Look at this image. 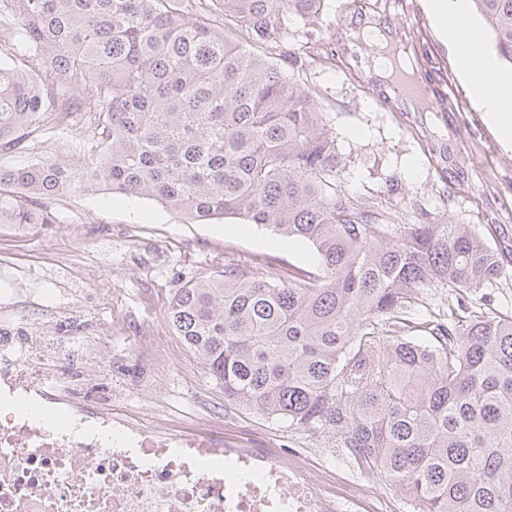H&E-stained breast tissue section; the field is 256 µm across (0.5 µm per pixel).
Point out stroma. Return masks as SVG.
I'll return each instance as SVG.
<instances>
[{
	"label": "stroma",
	"instance_id": "35a3bbf8",
	"mask_svg": "<svg viewBox=\"0 0 512 512\" xmlns=\"http://www.w3.org/2000/svg\"><path fill=\"white\" fill-rule=\"evenodd\" d=\"M425 0H324L307 29L314 47L297 77L312 90L347 160L345 186L358 199L412 223L417 215L451 216L485 240L512 244V151L504 150L471 97L455 52L444 45ZM386 25L431 79L427 111L388 101L368 77L363 44L351 36L364 21ZM398 190H390V179ZM58 221L41 234L0 225V261L31 275L0 304L32 334L64 329L80 338L102 324L112 332L100 352L75 346L70 365L85 368L83 387L102 389L140 407L159 423L195 419L228 448H277L330 476L337 489L372 485L365 512H411L406 499L360 473L327 438H309L225 401L224 392L167 326L178 288L190 280L264 262L315 269L314 248L238 219L192 224L155 200L73 187L54 202ZM469 316L512 315V275L465 296L454 308Z\"/></svg>",
	"mask_w": 512,
	"mask_h": 512
}]
</instances>
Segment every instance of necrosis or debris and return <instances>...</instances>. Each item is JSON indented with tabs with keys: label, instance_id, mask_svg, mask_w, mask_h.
Returning a JSON list of instances; mask_svg holds the SVG:
<instances>
[{
	"label": "necrosis or debris",
	"instance_id": "necrosis-or-debris-1",
	"mask_svg": "<svg viewBox=\"0 0 512 512\" xmlns=\"http://www.w3.org/2000/svg\"><path fill=\"white\" fill-rule=\"evenodd\" d=\"M61 357L0 317V512H336L322 470L68 393Z\"/></svg>",
	"mask_w": 512,
	"mask_h": 512
}]
</instances>
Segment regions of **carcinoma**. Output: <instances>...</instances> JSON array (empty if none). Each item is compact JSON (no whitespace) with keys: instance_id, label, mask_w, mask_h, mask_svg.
Wrapping results in <instances>:
<instances>
[{"instance_id":"1","label":"carcinoma","mask_w":512,"mask_h":512,"mask_svg":"<svg viewBox=\"0 0 512 512\" xmlns=\"http://www.w3.org/2000/svg\"><path fill=\"white\" fill-rule=\"evenodd\" d=\"M323 0H0V224H54L75 185L206 224L239 218L317 251L313 271L227 266L166 323L224 399L325 436L412 512H512V315L415 311L506 276L512 248L446 218L395 224L346 162L288 47ZM512 65V0H472ZM276 44L284 64L261 50ZM76 134L82 158L31 155Z\"/></svg>"}]
</instances>
